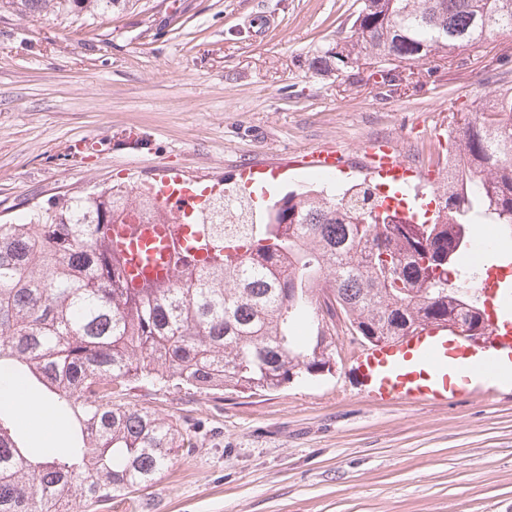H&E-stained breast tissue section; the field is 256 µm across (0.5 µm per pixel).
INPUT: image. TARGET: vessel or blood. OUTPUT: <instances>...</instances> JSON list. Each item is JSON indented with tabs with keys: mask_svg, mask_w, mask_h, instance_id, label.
<instances>
[{
	"mask_svg": "<svg viewBox=\"0 0 512 512\" xmlns=\"http://www.w3.org/2000/svg\"><path fill=\"white\" fill-rule=\"evenodd\" d=\"M360 150L371 172L386 181L384 202L397 209L407 222L417 216L409 209L403 180L406 162L396 143L389 139L364 142ZM345 157L340 150L323 147L304 155L300 166L322 174L341 168ZM159 201L171 208L175 220L169 224H143L134 228L116 226L110 237L124 256V276L130 287L173 278L177 254L205 256L209 246L202 234H189L185 221L203 203L180 177H165L157 184ZM495 346L477 351L449 336L443 326H430L399 342L381 344L361 354L357 365L377 401H430L441 403L460 394L459 380L480 374L487 380H503V361L512 358V325H495Z\"/></svg>",
	"mask_w": 512,
	"mask_h": 512,
	"instance_id": "obj_1",
	"label": "vessel or blood"
}]
</instances>
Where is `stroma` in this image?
<instances>
[{"instance_id": "obj_1", "label": "stroma", "mask_w": 512, "mask_h": 512, "mask_svg": "<svg viewBox=\"0 0 512 512\" xmlns=\"http://www.w3.org/2000/svg\"><path fill=\"white\" fill-rule=\"evenodd\" d=\"M359 0H127L97 16L0 8V224L58 197L144 188L168 169L192 188L241 191L245 164L323 146L350 169L290 171L275 196L363 180L360 142L394 139L443 169L448 121L512 87V36L468 68L436 60L378 93L369 69L340 78L315 56L348 36ZM93 140L99 150L75 151ZM340 335L330 374L247 396L142 385L131 403L194 433L148 489L86 512H512V383L477 378L445 403L373 401ZM39 455L62 425L15 419Z\"/></svg>"}]
</instances>
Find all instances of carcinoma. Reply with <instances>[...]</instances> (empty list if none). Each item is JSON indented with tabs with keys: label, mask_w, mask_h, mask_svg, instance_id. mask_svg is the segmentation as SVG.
Segmentation results:
<instances>
[{
	"label": "carcinoma",
	"mask_w": 512,
	"mask_h": 512,
	"mask_svg": "<svg viewBox=\"0 0 512 512\" xmlns=\"http://www.w3.org/2000/svg\"><path fill=\"white\" fill-rule=\"evenodd\" d=\"M120 0H3L21 14L104 15ZM512 35V0H360L351 34L322 51L330 71L362 60L389 91L405 70L460 58ZM448 170L438 207L414 224L378 195L291 191L238 241L200 213L214 253L176 258L175 279L126 287L108 236L112 210L146 217L156 198L113 186L63 198L0 224V368L33 379L66 419L75 446L43 460L0 421V512H82L150 487L193 436L177 421L125 401L136 384L254 395L331 371L336 323L371 345L429 325L477 326V297L460 282L477 225L512 239V88L448 122ZM236 243L235 253L225 252Z\"/></svg>",
	"instance_id": "1"
}]
</instances>
